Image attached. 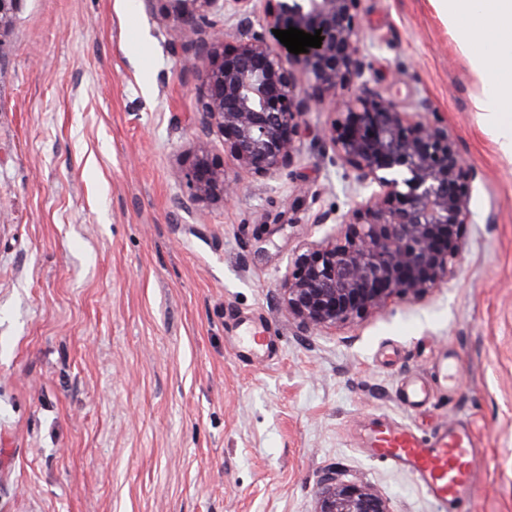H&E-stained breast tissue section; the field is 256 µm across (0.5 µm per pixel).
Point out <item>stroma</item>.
Here are the masks:
<instances>
[{
  "instance_id": "stroma-1",
  "label": "stroma",
  "mask_w": 512,
  "mask_h": 512,
  "mask_svg": "<svg viewBox=\"0 0 512 512\" xmlns=\"http://www.w3.org/2000/svg\"><path fill=\"white\" fill-rule=\"evenodd\" d=\"M360 12L366 79L403 70L405 111L447 125L473 221L424 300L311 336L274 295L292 252L335 233L316 216L356 200L332 105L303 115L292 173L225 161L238 194L194 203L184 153L224 145L193 122L170 0H19L0 18V512H314L331 467L391 512H437L369 458L387 423L467 427L464 512H512V157L430 0ZM447 356V386L405 406L401 383Z\"/></svg>"
}]
</instances>
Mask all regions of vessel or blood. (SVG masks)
<instances>
[{"label": "vessel or blood", "instance_id": "1", "mask_svg": "<svg viewBox=\"0 0 512 512\" xmlns=\"http://www.w3.org/2000/svg\"><path fill=\"white\" fill-rule=\"evenodd\" d=\"M368 453L411 473L440 512L471 496L477 451L467 429L443 426L426 439L387 425L372 433Z\"/></svg>", "mask_w": 512, "mask_h": 512}]
</instances>
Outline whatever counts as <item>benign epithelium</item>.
<instances>
[{
    "mask_svg": "<svg viewBox=\"0 0 512 512\" xmlns=\"http://www.w3.org/2000/svg\"><path fill=\"white\" fill-rule=\"evenodd\" d=\"M182 30L174 52L198 73L194 123L219 129L233 165L260 177L290 168L305 137L301 117L329 101L338 118L325 132L356 173L359 201L342 217L338 237L300 246L288 258L277 304L299 330L345 325L389 303L421 301L453 274L464 249L463 227L474 171L448 127L403 111L396 96L362 79L360 0H171ZM236 21L244 39L224 44L209 19ZM315 34L321 47L295 55L273 30ZM209 65L200 69L197 60ZM303 71L311 90L302 88ZM184 177L193 201L230 197L237 178L206 153ZM314 512H390L386 499L336 469L326 470Z\"/></svg>",
    "mask_w": 512,
    "mask_h": 512,
    "instance_id": "benign-epithelium-1",
    "label": "benign epithelium"
}]
</instances>
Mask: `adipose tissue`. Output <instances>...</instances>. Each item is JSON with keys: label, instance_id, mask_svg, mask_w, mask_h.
Here are the masks:
<instances>
[{"label": "adipose tissue", "instance_id": "ef3b65f1", "mask_svg": "<svg viewBox=\"0 0 512 512\" xmlns=\"http://www.w3.org/2000/svg\"><path fill=\"white\" fill-rule=\"evenodd\" d=\"M456 41L469 52L473 69L481 75L485 90L475 98V111L496 128L504 153L512 155V0H431ZM480 18L494 35L488 50L475 49L478 39L470 18Z\"/></svg>", "mask_w": 512, "mask_h": 512}]
</instances>
